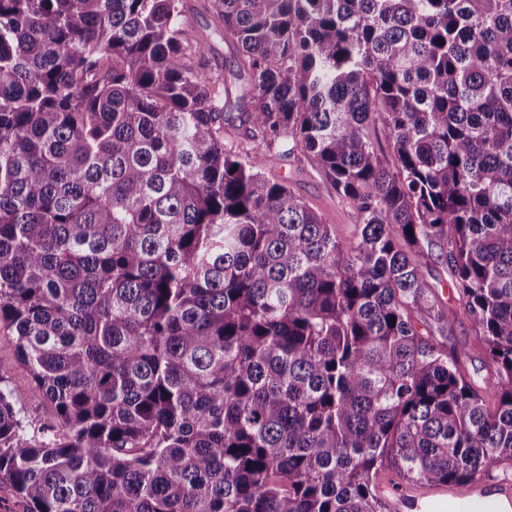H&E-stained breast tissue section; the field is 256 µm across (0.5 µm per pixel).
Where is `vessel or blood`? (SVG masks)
<instances>
[{
	"label": "vessel or blood",
	"mask_w": 512,
	"mask_h": 512,
	"mask_svg": "<svg viewBox=\"0 0 512 512\" xmlns=\"http://www.w3.org/2000/svg\"><path fill=\"white\" fill-rule=\"evenodd\" d=\"M378 494L387 512H438L441 504L448 512H512V475L446 488L431 486L418 494L405 485L396 489L382 486Z\"/></svg>",
	"instance_id": "vessel-or-blood-1"
}]
</instances>
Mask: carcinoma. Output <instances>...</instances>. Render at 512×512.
Segmentation results:
<instances>
[{
	"label": "carcinoma",
	"mask_w": 512,
	"mask_h": 512,
	"mask_svg": "<svg viewBox=\"0 0 512 512\" xmlns=\"http://www.w3.org/2000/svg\"><path fill=\"white\" fill-rule=\"evenodd\" d=\"M213 2L251 140L316 156L356 242L224 141L231 91L183 0H0V331L53 410L30 430L0 387V478L27 512H385L387 461L499 474L512 0ZM431 258L494 411L437 340ZM430 269L429 281L437 283L440 280L439 293H442L450 313L456 316L452 336H449V339L441 338V340L447 346H455L464 353L460 359L461 372L475 389L485 391L492 379L493 368L480 342V331L462 314V303L456 290L452 288L451 277L446 269L439 263H431Z\"/></svg>",
	"instance_id": "1"
}]
</instances>
